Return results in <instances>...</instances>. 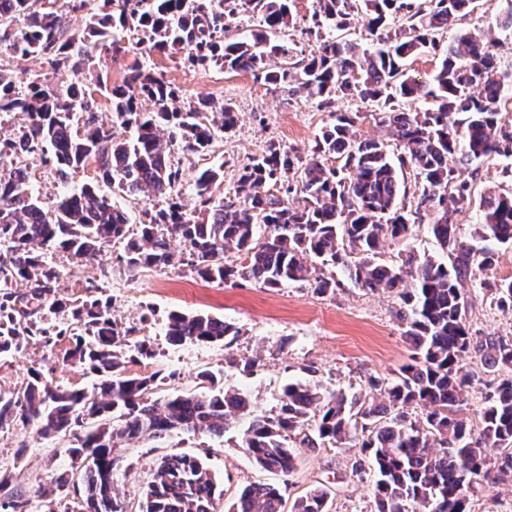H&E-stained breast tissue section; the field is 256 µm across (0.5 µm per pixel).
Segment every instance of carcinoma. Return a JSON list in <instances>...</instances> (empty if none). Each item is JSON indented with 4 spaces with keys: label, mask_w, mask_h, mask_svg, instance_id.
I'll use <instances>...</instances> for the list:
<instances>
[{
    "label": "carcinoma",
    "mask_w": 512,
    "mask_h": 512,
    "mask_svg": "<svg viewBox=\"0 0 512 512\" xmlns=\"http://www.w3.org/2000/svg\"><path fill=\"white\" fill-rule=\"evenodd\" d=\"M478 0H312L316 48L302 58L279 40L293 26V0H103L85 29L66 26L67 0H0V44L22 57L46 56L55 70L77 71L88 49L119 53L136 41L147 54L179 51L193 66L261 72L265 80L333 111L338 99L375 108L396 141L398 154L374 138L358 136L360 111H339L314 139L303 162L272 143L249 158L231 195L214 196L224 165L201 170L194 197L182 192L178 153L205 155L235 113L210 99L180 101V90L136 62L122 84L98 74L91 85L67 91L37 75L17 79L0 72V114L20 113L17 137L0 135V359L33 344H55L39 314L70 316L58 332L70 340L58 358L94 377L75 389L30 370L14 391H0V428L32 426L35 437L73 438L65 449L84 468L79 481L62 474L52 493L36 490L44 512H122L113 496L118 442L173 433L222 439L239 424L238 447L260 468L288 475L296 468L293 434L306 448H359L353 473L372 481L376 512H470L467 489L488 478L487 449L504 452L501 470L512 469V338L474 336L467 324V296L460 282L492 269L498 247L512 246V193L481 198L473 248L460 238L456 215L471 198V182L457 163L512 156V124L502 112L512 104V55L494 51L492 32H472L458 22ZM254 19L251 37L230 41L240 16ZM360 23L366 49L329 31ZM455 35L445 39L450 32ZM446 46L436 72L420 80L407 61ZM281 58L275 70L266 67ZM112 101V120L98 122L95 93ZM154 109L143 112L139 102ZM53 163L63 178L93 167L94 179L122 198L157 201L145 220L128 213L90 185L47 200L32 187L30 159ZM411 171L418 193L400 201L401 178ZM416 224L429 225L450 263L411 251L398 262L380 258L384 243L402 241ZM179 241L181 250L171 248ZM134 277L146 268L185 264L203 281L249 282L265 288L308 283L325 294L336 280L316 263L340 269L355 286L397 293L402 335L416 352L397 377L371 378L355 392L329 391L295 381L283 390L274 416L259 414L249 395L200 374L203 390L163 395L161 372L133 374L128 365L156 357L153 343L135 327L112 318L100 297L59 298L60 271L46 261L67 254L78 268L94 264L105 249ZM233 245L240 260L227 262ZM24 282L26 293L10 291ZM501 308L512 309V278L482 282ZM169 344L207 345L236 333L220 318L173 311L164 324ZM478 357L504 372L486 398L478 423L460 416L472 375L462 361ZM423 409L422 418L411 410ZM217 483L199 456L175 453L156 466L141 512H216ZM330 493L317 487L293 512H327ZM30 498L0 470V512H29ZM280 488L246 487L225 512H282Z\"/></svg>",
    "instance_id": "cac0c4a2"
}]
</instances>
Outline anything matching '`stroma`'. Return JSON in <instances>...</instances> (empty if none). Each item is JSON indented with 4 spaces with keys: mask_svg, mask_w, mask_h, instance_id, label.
<instances>
[{
    "mask_svg": "<svg viewBox=\"0 0 512 512\" xmlns=\"http://www.w3.org/2000/svg\"><path fill=\"white\" fill-rule=\"evenodd\" d=\"M138 60L164 74L180 89L183 99L207 97L230 104L236 113L235 127L214 143L210 156L182 157L183 191L188 196L194 193L198 170L208 163L224 165V183L217 190L223 196L232 190L241 166L269 144L308 157L316 134L331 121L314 100L289 94L286 88L267 83L262 74L192 67L183 63L178 52L147 55L133 48L114 58L99 54L76 75L56 71L44 56L0 53V68L15 75L37 74L60 86L89 81L98 73L118 84ZM506 164L502 158L477 166L470 162L460 165L461 177L473 181V204L457 217L463 240L471 238L484 193L512 191V180L502 175ZM117 253V248L107 249L101 266L85 268L74 276L68 272L65 254L49 255V262L61 272L55 292L71 298L91 296L99 290L109 297L113 318L124 326L140 328L153 342L157 357L144 371L162 372L161 392L195 391L198 373L209 370L225 375L228 384L247 392L259 411L272 415L288 381H312L330 391H357L369 378H395L410 361L411 347L396 317L400 307L396 293L356 287L341 274L336 277L335 290L325 294L298 283L279 288L246 282L207 283L182 265L145 269L132 277L118 262ZM462 287L468 297L467 322L472 335L512 336L511 311L496 307L491 293L478 282L468 280ZM173 310L224 319L235 325L237 333L218 344L171 346L164 321ZM229 358L240 362L253 359L257 365L252 373L243 374L226 367ZM32 367L78 388L88 389L93 383L92 377L79 369L64 366L50 349L32 346L0 360V390L20 387ZM464 367L474 378L461 414L475 421L498 376L487 372L474 357L466 359ZM33 434V428L19 425L0 429V469L11 470L17 487L34 494L38 488L52 490L54 477L70 470L66 449L71 440L62 437L37 443ZM237 442V433L231 432L220 441L178 433L118 443L123 465L115 478L114 495L123 512H139L157 460L186 451L201 456L214 474L223 492L216 503L218 512L234 502L245 487L258 483L281 486L286 512L316 487L329 490V512H374L370 482L352 473L356 449H300L295 470L283 476L258 468ZM21 447L26 453L19 460L15 453ZM489 458L493 464L489 481L468 493L471 512H512V471H499L498 450H491Z\"/></svg>",
    "mask_w": 512,
    "mask_h": 512,
    "instance_id": "obj_1",
    "label": "stroma"
}]
</instances>
